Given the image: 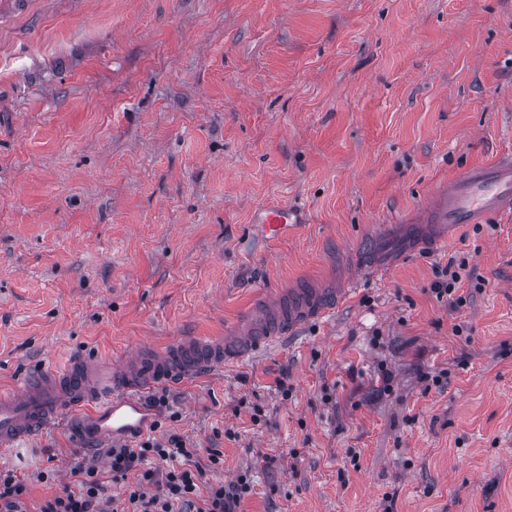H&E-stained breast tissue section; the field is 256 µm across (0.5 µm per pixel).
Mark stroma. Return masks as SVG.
Returning a JSON list of instances; mask_svg holds the SVG:
<instances>
[{
    "label": "stroma",
    "mask_w": 512,
    "mask_h": 512,
    "mask_svg": "<svg viewBox=\"0 0 512 512\" xmlns=\"http://www.w3.org/2000/svg\"><path fill=\"white\" fill-rule=\"evenodd\" d=\"M509 153L512 0H0V385L229 335ZM276 202L304 221L269 240ZM452 257L458 308L431 290ZM160 394L155 437L223 453L206 483L249 473L239 512H512V215ZM103 452L81 412L0 470L39 512Z\"/></svg>",
    "instance_id": "1"
}]
</instances>
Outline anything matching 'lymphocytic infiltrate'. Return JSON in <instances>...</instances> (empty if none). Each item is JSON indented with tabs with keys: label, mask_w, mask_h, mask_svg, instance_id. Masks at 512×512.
I'll list each match as a JSON object with an SVG mask.
<instances>
[{
	"label": "lymphocytic infiltrate",
	"mask_w": 512,
	"mask_h": 512,
	"mask_svg": "<svg viewBox=\"0 0 512 512\" xmlns=\"http://www.w3.org/2000/svg\"><path fill=\"white\" fill-rule=\"evenodd\" d=\"M106 470L95 463L72 469L75 487L45 501L39 512H104L107 480L139 478L129 487L122 512H237L249 493V474L228 484H202L207 469L219 466L223 454L200 448L181 436L147 437L138 446L113 444L105 452Z\"/></svg>",
	"instance_id": "f902f5d3"
}]
</instances>
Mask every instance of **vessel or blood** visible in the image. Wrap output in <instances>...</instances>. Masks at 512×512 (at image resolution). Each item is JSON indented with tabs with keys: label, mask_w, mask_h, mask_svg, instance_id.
Returning <instances> with one entry per match:
<instances>
[{
	"label": "vessel or blood",
	"mask_w": 512,
	"mask_h": 512,
	"mask_svg": "<svg viewBox=\"0 0 512 512\" xmlns=\"http://www.w3.org/2000/svg\"><path fill=\"white\" fill-rule=\"evenodd\" d=\"M429 227L411 234L397 225H381L362 273L395 265L407 253L437 250L451 226L481 224L512 213V156L494 164L467 168L435 193L425 205ZM300 210L288 204L263 208L255 216L266 237L278 239L301 223ZM334 288H292L260 301L235 332L224 338L176 340L160 348L145 347L116 361L80 355L60 369L30 373L20 384L0 390V453L41 435L64 416L88 411L108 438L142 428L145 397L154 390L183 384L239 362L274 342L298 336L310 323L328 316L347 295Z\"/></svg>",
	"instance_id": "obj_1"
}]
</instances>
